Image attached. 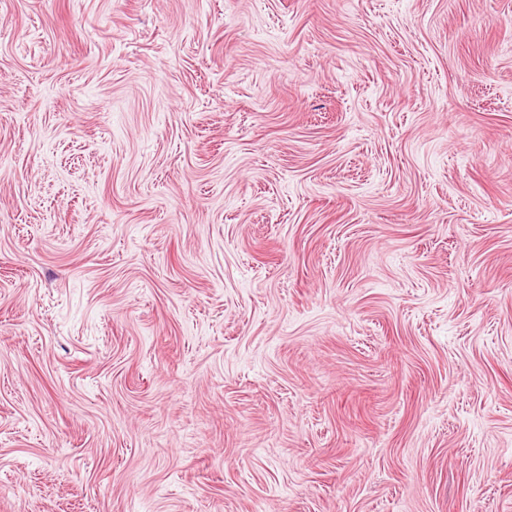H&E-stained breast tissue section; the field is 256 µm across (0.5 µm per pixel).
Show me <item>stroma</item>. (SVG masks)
<instances>
[{
  "label": "stroma",
  "mask_w": 512,
  "mask_h": 512,
  "mask_svg": "<svg viewBox=\"0 0 512 512\" xmlns=\"http://www.w3.org/2000/svg\"><path fill=\"white\" fill-rule=\"evenodd\" d=\"M0 512H512V0H0Z\"/></svg>",
  "instance_id": "35a3bbf8"
}]
</instances>
